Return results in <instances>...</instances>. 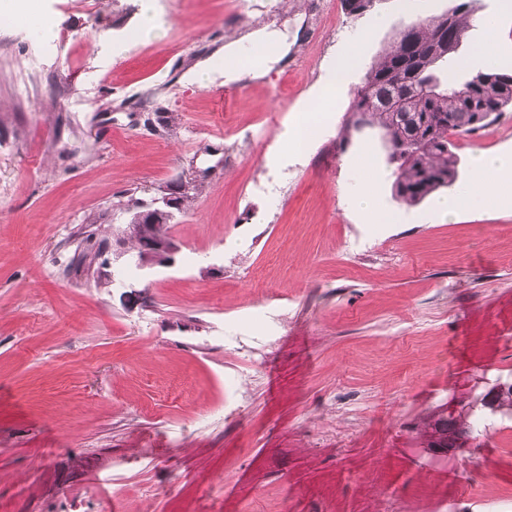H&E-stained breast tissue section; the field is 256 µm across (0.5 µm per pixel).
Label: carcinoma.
Listing matches in <instances>:
<instances>
[{"label":"carcinoma","mask_w":512,"mask_h":512,"mask_svg":"<svg viewBox=\"0 0 512 512\" xmlns=\"http://www.w3.org/2000/svg\"><path fill=\"white\" fill-rule=\"evenodd\" d=\"M478 0H459L446 13L404 25L369 67L354 95L343 131L358 129L360 116L382 132L395 197L418 204L451 187L459 158L448 135L472 134L512 107V70L485 68L463 80H442L437 69L452 62L467 30L476 23ZM351 16L371 10L376 0H342ZM156 235L146 225L132 243L133 264L147 259L143 247Z\"/></svg>","instance_id":"carcinoma-1"}]
</instances>
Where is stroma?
I'll return each mask as SVG.
<instances>
[{"label": "stroma", "instance_id": "stroma-1", "mask_svg": "<svg viewBox=\"0 0 512 512\" xmlns=\"http://www.w3.org/2000/svg\"><path fill=\"white\" fill-rule=\"evenodd\" d=\"M34 10L52 40L0 20V512H512V418L480 407L468 452L418 430L512 384V209L400 202L379 131L342 130L401 0H156L158 41L141 0ZM379 14L346 89L305 111ZM265 25L289 45L266 77L184 81ZM503 126L451 135L460 176L512 152ZM365 148L397 223L350 206ZM180 177L201 190L174 266L75 271Z\"/></svg>", "mask_w": 512, "mask_h": 512}]
</instances>
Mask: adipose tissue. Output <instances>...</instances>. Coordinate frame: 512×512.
Listing matches in <instances>:
<instances>
[{"label": "adipose tissue", "instance_id": "obj_1", "mask_svg": "<svg viewBox=\"0 0 512 512\" xmlns=\"http://www.w3.org/2000/svg\"><path fill=\"white\" fill-rule=\"evenodd\" d=\"M385 23V17H375L372 29L362 31L346 43L328 70L320 92L323 100H330L337 90L345 87L346 77L358 61L362 46L370 41L373 28L382 27ZM288 50L287 39L265 28L257 29L247 35L245 42L224 45L219 57L198 63L187 72L186 79L201 86L220 78L227 82L245 75L259 79L268 74L273 65L287 55ZM358 167L361 179L350 199L351 208L374 223H395V215L378 207L382 175L376 170L370 151L361 153ZM487 206L512 208V154H475L471 160L468 182L458 192L435 202L436 211L449 219L456 218L463 211Z\"/></svg>", "mask_w": 512, "mask_h": 512}]
</instances>
